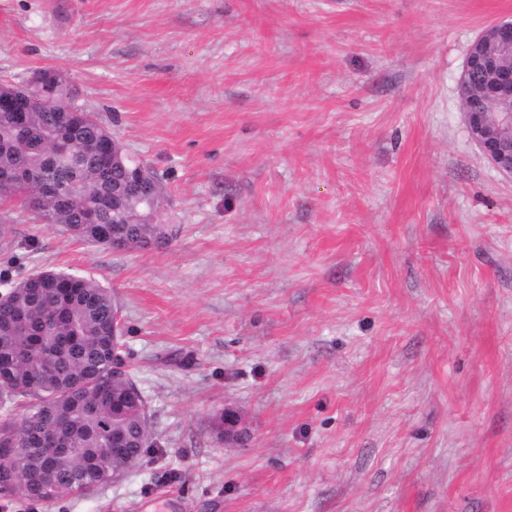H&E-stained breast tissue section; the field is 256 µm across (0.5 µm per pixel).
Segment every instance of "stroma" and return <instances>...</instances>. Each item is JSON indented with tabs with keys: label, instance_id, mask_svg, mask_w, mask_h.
<instances>
[{
	"label": "stroma",
	"instance_id": "obj_1",
	"mask_svg": "<svg viewBox=\"0 0 512 512\" xmlns=\"http://www.w3.org/2000/svg\"><path fill=\"white\" fill-rule=\"evenodd\" d=\"M512 0H0V84L69 76L165 189L113 252L0 201V271L122 307L157 444L52 507L512 512V177L457 82ZM232 407L241 440L212 430Z\"/></svg>",
	"mask_w": 512,
	"mask_h": 512
}]
</instances>
